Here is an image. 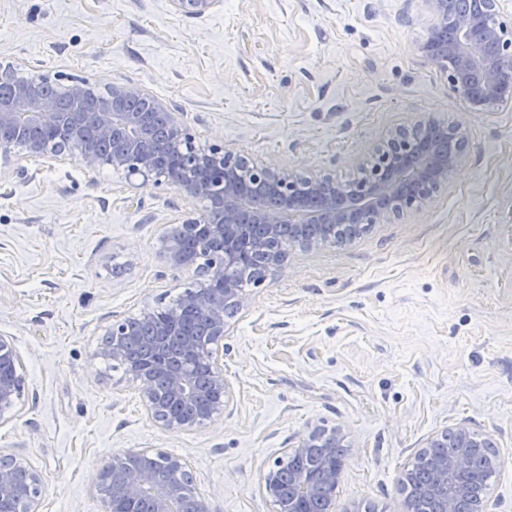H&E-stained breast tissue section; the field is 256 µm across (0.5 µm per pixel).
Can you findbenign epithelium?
<instances>
[{"label": "benign epithelium", "instance_id": "7a95c632", "mask_svg": "<svg viewBox=\"0 0 512 512\" xmlns=\"http://www.w3.org/2000/svg\"><path fill=\"white\" fill-rule=\"evenodd\" d=\"M172 2L181 13L201 17L218 0ZM425 2L434 25L418 51L448 76V94L463 95L472 112L511 107L512 22L504 18L500 0H471L457 12L448 10V0ZM96 89L87 82L70 86L66 94L74 111L66 112L43 85L16 78L10 96L0 98V131L12 133L9 139L0 138V166L11 162L19 149L28 158L72 155L88 170L122 169L131 178L164 183L186 198L206 202L199 217L167 233L162 249L172 266L185 267L189 261L183 240L203 230L200 243L212 257V287L187 291L175 307L141 313L137 322L153 333L143 362H126V339L133 335L129 318L112 321L94 353L125 367L138 382L148 414L168 432L211 423L224 413L226 383L217 352L224 348L228 319L245 302L238 285L240 239L254 235L256 247L271 248L270 271L284 257L278 245L284 224H295L288 243L305 248L318 240L347 239L360 224L399 220L448 187L467 139L462 127L445 128L429 114L399 125L346 180L322 170L297 177L271 161L196 146L179 113L138 86H107L98 95ZM23 385L19 357L0 337V425L15 416ZM450 439L456 445L452 455L432 452ZM343 440L341 428L328 434L314 428L301 436L297 447L283 451L287 458L305 456L325 442L321 474L295 473V494L288 501L280 496L282 461L263 473L262 491L275 512H304L312 497L321 499L324 512H336L343 470L336 445ZM478 447L480 438L461 423L430 437L420 450L431 473L424 496L439 502V512H463L468 504L471 459ZM133 456L130 451L115 454L99 470L98 488L106 496L108 512H134L139 502L146 512H181L192 481L186 461L170 456L164 466L180 479L163 482L149 471L133 469ZM45 492L37 472L0 451V512H38Z\"/></svg>", "mask_w": 512, "mask_h": 512}]
</instances>
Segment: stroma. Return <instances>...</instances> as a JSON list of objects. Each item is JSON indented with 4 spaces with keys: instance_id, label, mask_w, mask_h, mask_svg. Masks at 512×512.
I'll use <instances>...</instances> for the list:
<instances>
[{
    "instance_id": "35a3bbf8",
    "label": "stroma",
    "mask_w": 512,
    "mask_h": 512,
    "mask_svg": "<svg viewBox=\"0 0 512 512\" xmlns=\"http://www.w3.org/2000/svg\"><path fill=\"white\" fill-rule=\"evenodd\" d=\"M431 25L424 0H220L200 18L172 0H0V68L137 85L199 147L343 179L423 113L468 139L423 209L287 247L229 321L223 416L171 433L94 351L113 320L204 281L161 251L202 201L70 157L0 168V337L24 378L0 449L42 476L40 512H105L98 471L131 450L184 458L208 512H274L261 476L314 427L345 432L336 512H399V473L462 422L492 438L490 503L512 512V109L449 95L418 52Z\"/></svg>"
}]
</instances>
